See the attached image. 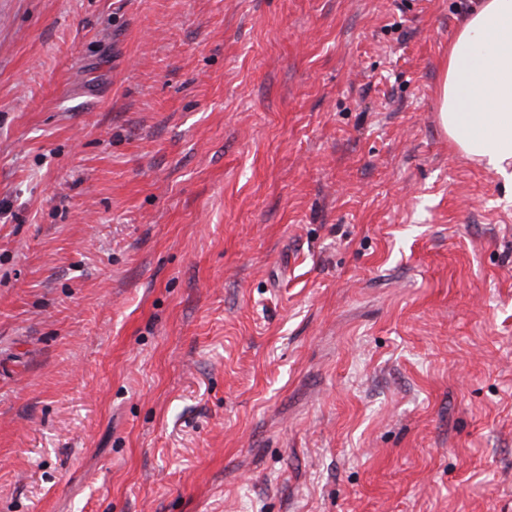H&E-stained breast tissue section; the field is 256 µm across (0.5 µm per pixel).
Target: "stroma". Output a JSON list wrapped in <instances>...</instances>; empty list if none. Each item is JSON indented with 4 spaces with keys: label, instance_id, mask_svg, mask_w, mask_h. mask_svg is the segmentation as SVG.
Returning <instances> with one entry per match:
<instances>
[{
    "label": "stroma",
    "instance_id": "obj_1",
    "mask_svg": "<svg viewBox=\"0 0 512 512\" xmlns=\"http://www.w3.org/2000/svg\"><path fill=\"white\" fill-rule=\"evenodd\" d=\"M471 7L0 0V512H512Z\"/></svg>",
    "mask_w": 512,
    "mask_h": 512
}]
</instances>
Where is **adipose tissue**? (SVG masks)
<instances>
[{
  "label": "adipose tissue",
  "mask_w": 512,
  "mask_h": 512,
  "mask_svg": "<svg viewBox=\"0 0 512 512\" xmlns=\"http://www.w3.org/2000/svg\"><path fill=\"white\" fill-rule=\"evenodd\" d=\"M438 120L456 150L512 167V0H480L448 45Z\"/></svg>",
  "instance_id": "adipose-tissue-1"
}]
</instances>
